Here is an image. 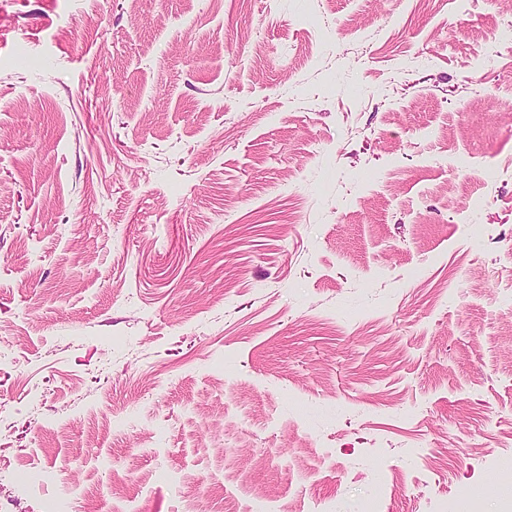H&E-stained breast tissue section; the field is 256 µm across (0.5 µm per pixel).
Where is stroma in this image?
I'll use <instances>...</instances> for the list:
<instances>
[{
    "mask_svg": "<svg viewBox=\"0 0 512 512\" xmlns=\"http://www.w3.org/2000/svg\"><path fill=\"white\" fill-rule=\"evenodd\" d=\"M511 469L512 0H0V512Z\"/></svg>",
    "mask_w": 512,
    "mask_h": 512,
    "instance_id": "1",
    "label": "stroma"
}]
</instances>
